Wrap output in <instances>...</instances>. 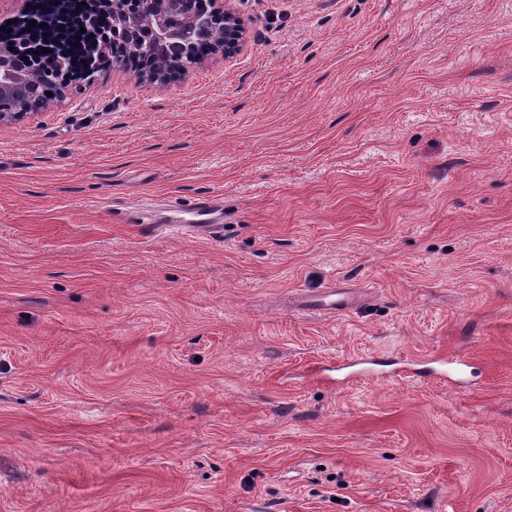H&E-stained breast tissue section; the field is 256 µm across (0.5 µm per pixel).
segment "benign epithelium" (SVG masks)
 Segmentation results:
<instances>
[{
	"instance_id": "7a95c632",
	"label": "benign epithelium",
	"mask_w": 512,
	"mask_h": 512,
	"mask_svg": "<svg viewBox=\"0 0 512 512\" xmlns=\"http://www.w3.org/2000/svg\"><path fill=\"white\" fill-rule=\"evenodd\" d=\"M28 2L11 23L0 21V125L29 115L20 94L40 95L22 57L47 72L55 71L65 60L76 65V72L58 84L56 94L60 96L72 81L95 72L92 62L100 49L96 27L105 14L112 15V35L107 43L114 53L140 35L134 21L142 13L152 14L156 28L173 38L169 45L180 59L179 67L173 71L157 63L153 70L138 73L151 81L184 75L192 65L218 52L226 59L234 57L247 32L246 22L231 0H69L66 10L53 14L38 0ZM32 19L36 24H29ZM44 48L50 52L41 53Z\"/></svg>"
}]
</instances>
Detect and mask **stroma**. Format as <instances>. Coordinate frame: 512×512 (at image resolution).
Segmentation results:
<instances>
[{
	"label": "stroma",
	"instance_id": "1",
	"mask_svg": "<svg viewBox=\"0 0 512 512\" xmlns=\"http://www.w3.org/2000/svg\"><path fill=\"white\" fill-rule=\"evenodd\" d=\"M233 5L0 125V512H512V0Z\"/></svg>",
	"mask_w": 512,
	"mask_h": 512
}]
</instances>
